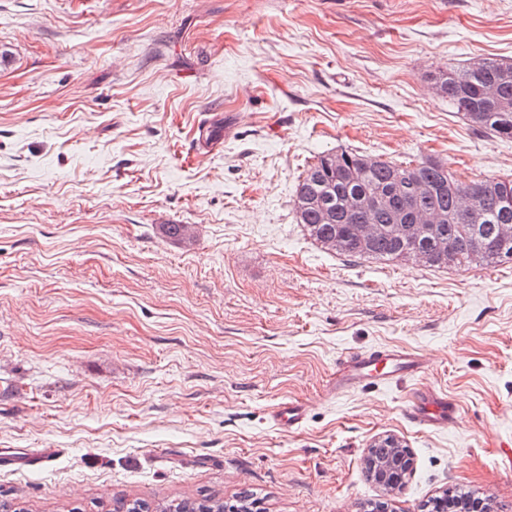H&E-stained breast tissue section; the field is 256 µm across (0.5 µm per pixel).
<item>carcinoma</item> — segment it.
Returning <instances> with one entry per match:
<instances>
[{
	"label": "carcinoma",
	"instance_id": "carcinoma-1",
	"mask_svg": "<svg viewBox=\"0 0 512 512\" xmlns=\"http://www.w3.org/2000/svg\"><path fill=\"white\" fill-rule=\"evenodd\" d=\"M437 85L458 113L501 139H512V62L486 59L480 69L469 65L441 74ZM441 215L414 241L403 233L419 212ZM298 223L322 247L342 236L336 253L358 259L416 260L442 245L453 265L478 260L512 261V244L496 241V226L512 224V179L488 177L470 183L455 179L448 165L428 160L415 166L342 151L326 153L309 167L295 191ZM380 225L378 237L362 243L354 225ZM124 512H225L224 499L201 494L154 503L141 498L113 500Z\"/></svg>",
	"mask_w": 512,
	"mask_h": 512
}]
</instances>
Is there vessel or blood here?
Here are the masks:
<instances>
[{
	"label": "vessel or blood",
	"mask_w": 512,
	"mask_h": 512,
	"mask_svg": "<svg viewBox=\"0 0 512 512\" xmlns=\"http://www.w3.org/2000/svg\"><path fill=\"white\" fill-rule=\"evenodd\" d=\"M423 361L407 350H376L353 353L338 364L336 390L340 393L363 389L371 385L389 383L402 377L422 372ZM456 413V406L446 395L435 390L421 391L407 409L410 419L428 429L447 427Z\"/></svg>",
	"instance_id": "1"
}]
</instances>
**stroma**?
I'll return each instance as SVG.
<instances>
[{
	"mask_svg": "<svg viewBox=\"0 0 512 512\" xmlns=\"http://www.w3.org/2000/svg\"><path fill=\"white\" fill-rule=\"evenodd\" d=\"M485 58L512 61V0H0V494L512 512V262L344 257L295 214L327 152L512 178V139L435 88ZM383 346L423 372L337 395L339 358ZM426 388L447 429L405 417ZM389 435L393 492L366 464ZM388 441L393 448L392 454L385 460L370 464L372 457H368L367 464L371 466L372 475L381 485L390 490L400 488L409 475L410 467L407 463L406 450L402 448L399 441L394 437H389Z\"/></svg>",
	"mask_w": 512,
	"mask_h": 512,
	"instance_id": "1",
	"label": "stroma"
}]
</instances>
